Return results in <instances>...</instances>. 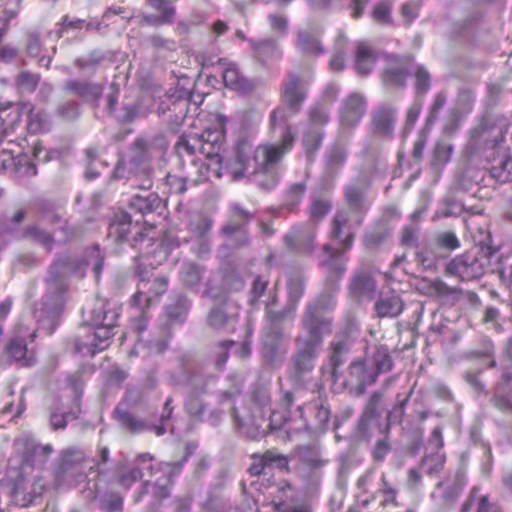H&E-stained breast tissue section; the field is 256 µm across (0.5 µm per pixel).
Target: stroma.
Segmentation results:
<instances>
[{
  "instance_id": "35a3bbf8",
  "label": "stroma",
  "mask_w": 512,
  "mask_h": 512,
  "mask_svg": "<svg viewBox=\"0 0 512 512\" xmlns=\"http://www.w3.org/2000/svg\"><path fill=\"white\" fill-rule=\"evenodd\" d=\"M408 48L427 63V74L436 85L448 84L462 87L477 86V107L494 106L499 96L512 90V57L503 51L479 54L470 71L451 76V56L446 51V34L442 14H435L428 27L408 35ZM366 178L372 186L393 181L396 187L390 198V206L404 214L425 215L439 209L454 197L457 177L440 182L416 178L403 170L397 157L377 169H367ZM480 323L482 335L467 332L469 322ZM508 315L485 316L472 314L467 308H459L452 314L449 327L456 336L457 362H443L440 356H426L423 352L425 323L412 320L384 323L377 338L398 348L399 367L405 375L418 384V395L433 403L446 425V437L451 462L449 475L464 482L467 492L473 493L484 487L486 480L501 474L505 465H512V426L493 427L486 417L481 398L468 383L457 375L458 366L477 371L482 363L486 343H494L501 357L512 356V334L505 331L511 323ZM252 446L234 434L224 432L208 437L205 454L196 463L197 469H223L229 484H238L247 453ZM338 449L333 441H326L321 460L325 476L321 499L323 505L317 512H326L324 504L333 500L343 503L344 512H354L359 496L376 493L384 473L380 467L352 469L340 464Z\"/></svg>"
}]
</instances>
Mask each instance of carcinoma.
I'll list each match as a JSON object with an SVG mask.
<instances>
[{
	"label": "carcinoma",
	"mask_w": 512,
	"mask_h": 512,
	"mask_svg": "<svg viewBox=\"0 0 512 512\" xmlns=\"http://www.w3.org/2000/svg\"><path fill=\"white\" fill-rule=\"evenodd\" d=\"M124 2L49 23L31 19L27 0L0 3V264L42 286L20 328L10 283L0 285V370L27 373L21 390L0 389V430H17L0 451V512L76 494L91 512H315L326 437L340 462H388L454 512H502L497 483L467 494L448 479L439 412L415 397L395 350L366 337L375 328L339 329V294L380 326L430 315L424 351L438 343L446 358L456 357L449 322L460 305L488 316L512 308V91L498 111L477 113L475 86L447 94L421 81L424 63L404 40L443 2L455 66L470 69L477 55L512 48V0H255L258 25L229 19L221 0ZM355 4L364 31L346 50L328 30ZM493 15L497 32L486 28ZM134 41L167 67L135 65ZM271 56L287 63L278 93L248 111ZM302 57L317 67L299 69ZM339 58L348 86L322 77ZM366 84L387 98L371 104ZM87 117L122 141L107 155L71 150L86 184L112 182L105 211L85 191L64 199L35 187L62 156L64 131ZM394 146L418 178H443L465 154L448 205L386 218L394 182L371 189L364 169ZM234 187L262 203L245 206ZM78 224L96 237L75 234ZM366 252L379 256L369 269ZM69 321L79 372L53 370L46 430L26 431L25 394L40 388L43 355ZM468 381L502 426L512 358L489 348ZM91 388L100 437L148 435L176 458L58 447L54 435L85 425ZM225 430L261 445L238 492L224 472L195 467L205 435ZM272 440L281 447L266 448ZM401 491L382 478L397 512Z\"/></svg>",
	"instance_id": "1"
}]
</instances>
